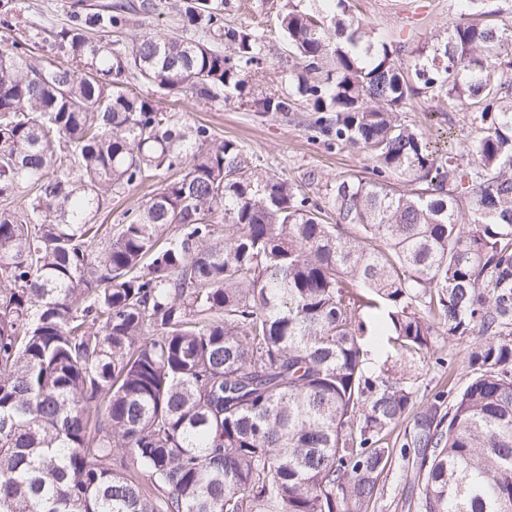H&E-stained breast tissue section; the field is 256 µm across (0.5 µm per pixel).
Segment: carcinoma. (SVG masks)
Segmentation results:
<instances>
[{
	"instance_id": "obj_1",
	"label": "carcinoma",
	"mask_w": 512,
	"mask_h": 512,
	"mask_svg": "<svg viewBox=\"0 0 512 512\" xmlns=\"http://www.w3.org/2000/svg\"><path fill=\"white\" fill-rule=\"evenodd\" d=\"M333 1L279 16L301 74L252 99L306 103L327 148L372 160L324 198L126 92L249 83L259 38L211 0L123 54L92 31L125 6L76 13L54 34L75 67L0 37V197L22 199L0 209V512H368L409 416L418 512H512V32L462 0L406 64ZM421 93L459 101L475 139L444 152L402 122ZM472 334L467 384L416 405L404 364ZM170 174L171 173L160 176L158 179L154 180L150 186L146 185L134 188L127 192L125 196L112 199V213L107 214V211H109L111 207L104 210L102 212L100 222L103 220V218L106 217L104 224H116L120 218L121 213L127 206L133 202L140 201L150 196V193L160 186V181L164 180V178Z\"/></svg>"
}]
</instances>
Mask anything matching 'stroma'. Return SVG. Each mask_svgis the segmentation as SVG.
<instances>
[{"mask_svg":"<svg viewBox=\"0 0 512 512\" xmlns=\"http://www.w3.org/2000/svg\"><path fill=\"white\" fill-rule=\"evenodd\" d=\"M114 0H16L19 14L15 38L29 39L39 55H54L50 35L67 26L74 8L94 13L104 11ZM133 5L126 29L109 33L112 50L124 52L132 38L141 31H175L181 29V15L173 0H154V13L137 12L141 0H126ZM302 0H223L227 24L254 31L264 45L263 65L242 91L231 93L226 101L187 99L179 95L156 92L151 85L134 80L128 89L156 101L159 107L177 118L208 125L216 137L238 141L263 169L286 175L301 189L321 196L336 178L364 174L370 162L352 147L327 149L315 141L310 122L313 114L307 106L288 116L261 115L253 112L251 100L260 92L287 91V76L295 64L288 43L277 25V16ZM347 10L364 18L382 40L402 47V61H410L418 49L444 40L448 28L459 14V0H346ZM403 119L417 126L426 136L447 147L444 130H452L460 138L471 131L468 112L447 97L423 94L415 98ZM481 337L472 335L442 343L445 358L454 362L455 372L440 367H421L419 384L422 392L458 391L467 382L466 365L469 352L481 344ZM407 472L401 458L381 478V493L370 512H409L406 502Z\"/></svg>","mask_w":512,"mask_h":512,"instance_id":"35a3bbf8","label":"stroma"}]
</instances>
